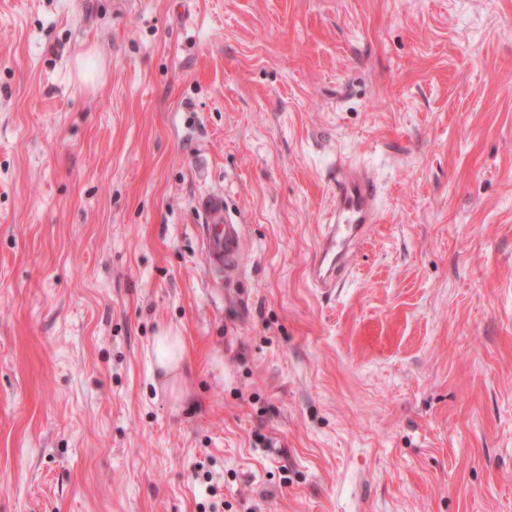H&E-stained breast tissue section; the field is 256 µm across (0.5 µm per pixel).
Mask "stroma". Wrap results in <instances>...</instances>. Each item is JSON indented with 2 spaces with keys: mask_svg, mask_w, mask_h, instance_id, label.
<instances>
[{
  "mask_svg": "<svg viewBox=\"0 0 512 512\" xmlns=\"http://www.w3.org/2000/svg\"><path fill=\"white\" fill-rule=\"evenodd\" d=\"M0 512H512V0H0ZM334 197L335 211L309 268L311 280L322 293L333 292L342 281L352 265L354 247L378 219L377 188L366 169L352 163L339 164ZM208 224L202 225V240L207 267L213 272L224 274V285L228 292H235L240 280L237 256L242 241V226L233 221L224 211L222 199L213 198L206 202ZM152 354L160 368L177 370L183 362L182 336L172 329L162 330L153 340Z\"/></svg>",
  "mask_w": 512,
  "mask_h": 512,
  "instance_id": "obj_1",
  "label": "stroma"
}]
</instances>
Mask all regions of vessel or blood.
Instances as JSON below:
<instances>
[{"label": "vessel or blood", "instance_id": "b4317fda", "mask_svg": "<svg viewBox=\"0 0 512 512\" xmlns=\"http://www.w3.org/2000/svg\"><path fill=\"white\" fill-rule=\"evenodd\" d=\"M334 197L335 211L309 268L311 280L325 293L334 291L342 281L352 264L355 246L378 219L377 188L366 169L352 163L339 164ZM205 209L208 222L202 227V240L206 265L211 271L223 273L226 288H234L238 283L242 227L226 214L221 199L207 201Z\"/></svg>", "mask_w": 512, "mask_h": 512}]
</instances>
